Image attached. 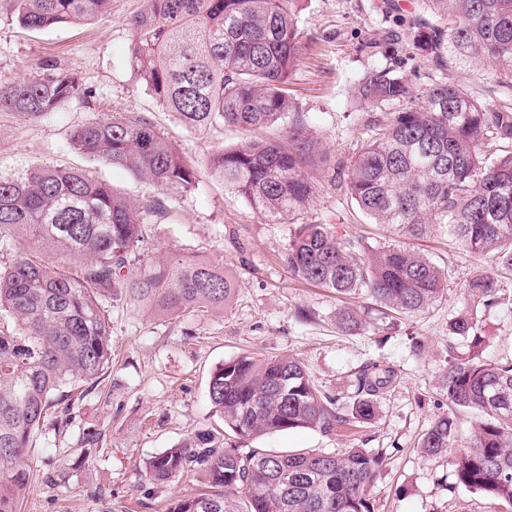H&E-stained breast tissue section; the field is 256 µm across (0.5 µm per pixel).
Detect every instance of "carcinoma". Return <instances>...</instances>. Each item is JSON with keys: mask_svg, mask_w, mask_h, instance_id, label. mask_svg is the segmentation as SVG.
<instances>
[{"mask_svg": "<svg viewBox=\"0 0 512 512\" xmlns=\"http://www.w3.org/2000/svg\"><path fill=\"white\" fill-rule=\"evenodd\" d=\"M434 23L412 20L414 54L446 75L412 104V79L373 70L355 85L362 106L396 103L369 121L370 134L340 166L288 94L301 51V0H146L129 19V63L137 81L191 130L224 123L260 132L282 122L283 137L256 136L212 156L208 167L270 224L310 206L316 183L343 177L347 194L377 224L419 237L444 224L464 250L512 270V152L486 149L512 140V110L479 102L452 71L490 60L512 74V0H428ZM28 29L79 24L110 11L111 0H12ZM86 98L82 80L53 66L27 76L0 75V112L45 120ZM69 149L121 167L167 195L193 190L198 170L141 115L103 113L75 128ZM168 208L140 206L76 168L43 164L0 174V512H17L30 485L28 460L48 412L68 427L85 385L112 363V301L136 296L159 315L222 309L233 282L220 259L145 257L149 225ZM284 261L295 279L338 295L366 291L386 313L422 311L448 283L429 258L400 244L368 249L338 237L331 224H298ZM507 289L494 271L468 281L476 305L498 304ZM363 319L349 307L336 327L353 335ZM469 354L448 350L442 385L448 405L477 415L470 446L456 459L457 483L512 505V361L481 357L486 337L476 314L448 321ZM395 378L372 362L354 376L344 403L319 390L294 357L242 354L211 374L208 398L224 428L242 439L304 428L331 434L373 421ZM452 419L436 421L420 451L440 455L454 438ZM383 463L368 448L274 452L224 445L206 431L146 463L152 481L201 476L198 493L169 512H225L224 497L244 492L245 512H374L369 491Z\"/></svg>", "mask_w": 512, "mask_h": 512, "instance_id": "obj_1", "label": "carcinoma"}]
</instances>
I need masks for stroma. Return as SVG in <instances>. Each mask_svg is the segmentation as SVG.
<instances>
[{
	"label": "stroma",
	"instance_id": "1",
	"mask_svg": "<svg viewBox=\"0 0 512 512\" xmlns=\"http://www.w3.org/2000/svg\"><path fill=\"white\" fill-rule=\"evenodd\" d=\"M410 2L405 8L397 0H304L301 55L289 95L337 163L349 164L371 115L354 101L355 84L368 71L393 64L391 55H370L360 45L392 29L403 51H410L408 19L432 16L426 0ZM143 7V0H112L109 15L27 30L16 21L10 0H0V74L23 76L55 62L77 73L94 96L91 107L75 100L47 120L0 112V174L37 163L76 166L134 201H148L154 189L129 171L67 148L71 131L98 114L141 113L199 175L196 190L167 198L169 215L151 231L153 255L223 259L235 288L224 310L189 311L171 319L157 317L129 297L113 304L112 366L103 388L76 402L64 430L55 431L48 422L39 430L21 512H168L185 495L190 479L154 484L145 463L202 430L233 441V433L212 412L208 380L224 360L246 352L293 356L320 390L344 401L361 365L376 362L396 373L369 424L332 435L310 429L271 434L246 440V447L380 451L383 469L371 490L374 512H512L511 505L457 486L454 462L469 446L474 417L450 412L440 384L449 347L467 349L463 339H449L448 321L471 308L466 284L477 269L489 267V260L466 253L440 224L422 238L401 240L391 226L363 216L344 187L325 182L299 222L327 223L340 238L372 245L407 243L444 271L448 293L423 312L385 319L367 293L342 298L298 282L283 260L291 225L265 223L207 166L213 154L244 142L246 132L224 124L202 132L187 129L136 81L127 21ZM454 75L484 104L512 105V88L496 64L470 62L456 67ZM344 304L363 314L359 335L336 328L333 315ZM475 311L488 336L483 358L512 359V295ZM448 415L456 434L447 453L421 454L422 436ZM88 430L99 432L97 447L83 443ZM51 466L68 472V482L46 486ZM96 487L105 489L104 498L88 496V489Z\"/></svg>",
	"mask_w": 512,
	"mask_h": 512
}]
</instances>
